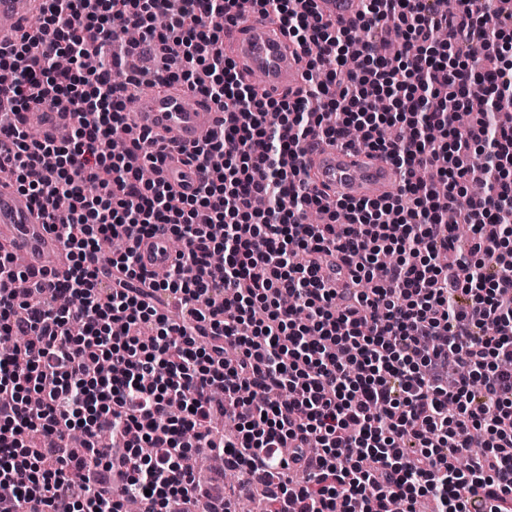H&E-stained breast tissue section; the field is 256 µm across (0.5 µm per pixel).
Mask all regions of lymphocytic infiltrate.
Returning a JSON list of instances; mask_svg holds the SVG:
<instances>
[{"label":"lymphocytic infiltrate","mask_w":512,"mask_h":512,"mask_svg":"<svg viewBox=\"0 0 512 512\" xmlns=\"http://www.w3.org/2000/svg\"><path fill=\"white\" fill-rule=\"evenodd\" d=\"M249 2L305 58L296 97L257 89L226 57L240 0H41L36 34L0 49V163L68 259L47 293L0 247V279L26 283L0 293V335L26 339L0 350V495L25 512H124L133 494L140 512H166L201 494L182 457L215 448L251 475L308 473L268 490L271 512H512V13L364 0L338 27L311 20L314 0ZM116 16L153 70H130ZM368 85L390 111L372 109ZM146 86L222 114L187 154L209 172L193 195L140 181L166 160L151 135L106 150ZM35 104L69 113L66 139L29 136ZM355 131L399 170L396 194L309 187L310 140ZM475 153L486 191L460 213L463 254L444 213L466 199ZM159 231L184 242L161 281L136 246ZM113 239L126 248L105 257Z\"/></svg>","instance_id":"lymphocytic-infiltrate-1"}]
</instances>
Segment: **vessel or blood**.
I'll return each instance as SVG.
<instances>
[{"instance_id": "obj_1", "label": "vessel or blood", "mask_w": 512, "mask_h": 512, "mask_svg": "<svg viewBox=\"0 0 512 512\" xmlns=\"http://www.w3.org/2000/svg\"><path fill=\"white\" fill-rule=\"evenodd\" d=\"M38 0H0V47L12 45L18 32L37 14ZM362 0H317V17L339 26L356 22ZM230 56L261 78L275 95H295L301 88L302 64L294 54L288 35L267 18L244 13L237 24L224 30ZM45 135L60 140L69 134L66 113L52 106L38 107ZM216 107L182 90L167 94L149 92L128 116L137 132L162 136L176 162L162 168L163 177L184 194H192L205 175L192 165L178 162L181 150L192 148L217 128ZM311 182L320 191L348 199L375 200L395 187L399 172L388 160L370 157L350 146L323 145L304 157ZM0 238L13 251L26 256L29 267L54 275L65 266V254L55 236L37 216L31 197L12 186H0ZM147 270L167 267L175 252L166 234L142 239L139 247Z\"/></svg>"}]
</instances>
